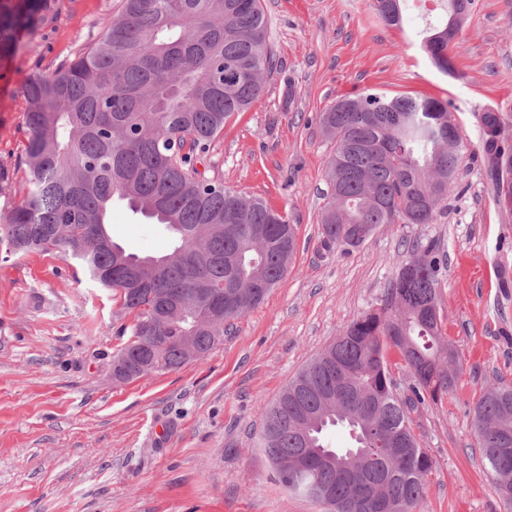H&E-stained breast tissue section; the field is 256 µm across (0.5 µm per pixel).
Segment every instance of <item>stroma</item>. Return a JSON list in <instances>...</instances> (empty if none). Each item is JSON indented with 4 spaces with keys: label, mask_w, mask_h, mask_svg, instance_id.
Here are the masks:
<instances>
[{
    "label": "stroma",
    "mask_w": 512,
    "mask_h": 512,
    "mask_svg": "<svg viewBox=\"0 0 512 512\" xmlns=\"http://www.w3.org/2000/svg\"><path fill=\"white\" fill-rule=\"evenodd\" d=\"M274 67L265 90L224 126L198 168L259 197L295 224L284 279L209 353L128 383L112 378L123 342L112 289L57 251L0 245V512H322L273 479L256 443L262 409L361 314L412 244L445 256L444 335L460 366L455 391L410 414L434 462L420 512H504L475 444L472 407L512 383V207L486 178L481 115L505 118L512 144V0H476L448 48L451 73L415 38L431 23L407 0L402 26L372 0H261ZM121 0H63L52 23L0 60V210L28 193L20 94L35 69L71 61L118 16ZM375 90L451 101L465 144L456 187L431 224H382L358 247L325 255L320 217L336 143L319 116ZM114 241L165 251L158 224L114 201Z\"/></svg>",
    "instance_id": "stroma-1"
}]
</instances>
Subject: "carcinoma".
I'll return each instance as SVG.
<instances>
[{
  "instance_id": "carcinoma-1",
  "label": "carcinoma",
  "mask_w": 512,
  "mask_h": 512,
  "mask_svg": "<svg viewBox=\"0 0 512 512\" xmlns=\"http://www.w3.org/2000/svg\"><path fill=\"white\" fill-rule=\"evenodd\" d=\"M403 19L404 2L388 15ZM458 0H438L437 25L421 32V47L442 72L448 47L464 17ZM57 0H0V58L22 46L27 31L57 15ZM273 68L260 0H123V10L100 40L55 70L34 73L21 90L29 137L20 164L31 188L8 212H0V242L11 252L52 250L85 267L90 277L115 292L121 315L132 317L129 334L113 358L139 348L142 324L160 319L156 345L159 371L188 363L183 338L203 354L224 337V325L264 301L285 276L296 250V231L286 216L261 199H246L201 173L197 164L233 115L263 91ZM450 104L435 98L366 92L341 98L320 115L336 140L325 178L328 202L321 214V247L332 254L358 247L353 230L380 224H430L448 199L463 159L459 127L448 133ZM483 148L497 178L498 197L512 206V146L503 142L502 114L481 116ZM161 224L173 242L161 255L129 253L112 240L109 214L114 199ZM420 271L394 273L383 303L347 324L336 340L302 368L277 399L262 410L257 445L284 489L320 485L334 493L328 512L345 505H370L378 482L382 493L406 512L421 505L433 460L410 424L415 405L436 400L456 386V354L442 336L440 317L421 306L438 299L440 259L431 247L411 246ZM233 289L236 306L224 321L193 296L197 288ZM180 303L179 319H165ZM411 366L418 359L407 398L393 396L387 352ZM475 438L492 480L512 477V385L484 391L473 407ZM347 433L349 446L332 448L327 432ZM360 448L374 466L365 483L351 485L320 465L323 452L347 457ZM395 448H414L404 458ZM306 451L296 476L276 463Z\"/></svg>"
}]
</instances>
